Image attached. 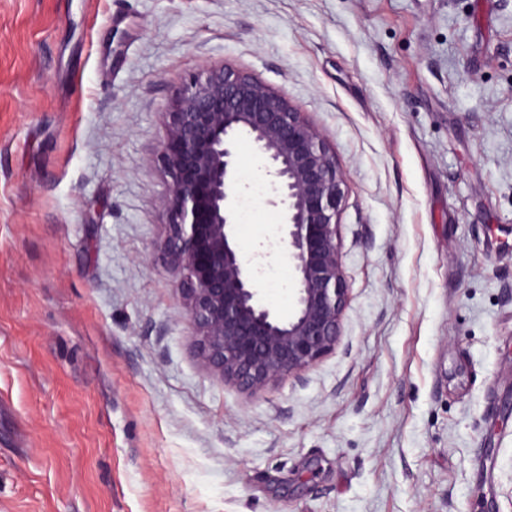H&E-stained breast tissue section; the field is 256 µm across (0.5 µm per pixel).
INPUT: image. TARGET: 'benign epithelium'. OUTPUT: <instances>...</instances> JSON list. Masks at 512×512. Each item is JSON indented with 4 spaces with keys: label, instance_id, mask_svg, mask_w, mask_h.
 <instances>
[{
    "label": "benign epithelium",
    "instance_id": "1",
    "mask_svg": "<svg viewBox=\"0 0 512 512\" xmlns=\"http://www.w3.org/2000/svg\"><path fill=\"white\" fill-rule=\"evenodd\" d=\"M168 177L161 250L195 333L198 364L252 396L333 352L349 288L338 206L344 172L323 131L285 94L242 69L210 65L164 112ZM251 141L281 209L276 244L292 269L291 309L264 299L259 259L238 238V146Z\"/></svg>",
    "mask_w": 512,
    "mask_h": 512
}]
</instances>
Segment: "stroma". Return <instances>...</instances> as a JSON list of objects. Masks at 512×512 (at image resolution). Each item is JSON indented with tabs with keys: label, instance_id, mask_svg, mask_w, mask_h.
I'll return each instance as SVG.
<instances>
[{
	"label": "stroma",
	"instance_id": "stroma-1",
	"mask_svg": "<svg viewBox=\"0 0 512 512\" xmlns=\"http://www.w3.org/2000/svg\"><path fill=\"white\" fill-rule=\"evenodd\" d=\"M210 63L345 174L340 341L252 397L160 251L163 114ZM280 222L239 238L284 313ZM0 512H512V0H0Z\"/></svg>",
	"mask_w": 512,
	"mask_h": 512
}]
</instances>
